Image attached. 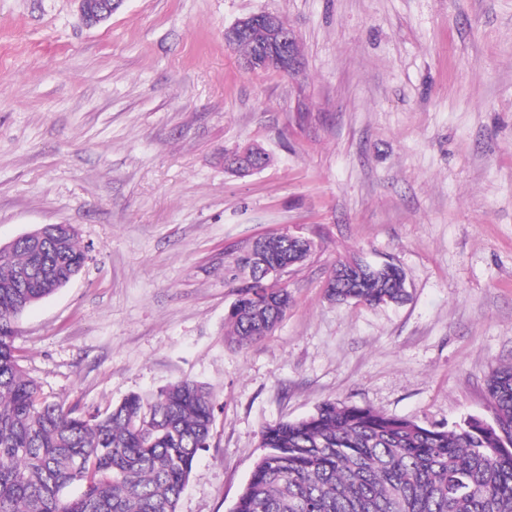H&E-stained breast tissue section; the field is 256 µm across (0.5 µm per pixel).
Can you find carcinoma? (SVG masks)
Wrapping results in <instances>:
<instances>
[{"mask_svg": "<svg viewBox=\"0 0 512 512\" xmlns=\"http://www.w3.org/2000/svg\"><path fill=\"white\" fill-rule=\"evenodd\" d=\"M255 145L224 153L241 169ZM264 262L296 265L309 255L285 235L259 240ZM86 251L70 224H45L0 258V512H176L199 452L210 446L209 389L179 380L157 394H131L91 414L48 401L15 354V323L82 270ZM329 300L369 306L408 299L394 263L336 264ZM265 279L237 287L229 335L240 346L268 336L292 303ZM495 421L469 417L424 427L370 407L327 401L312 414L269 424L264 453L232 512H512V365L492 370Z\"/></svg>", "mask_w": 512, "mask_h": 512, "instance_id": "cac0c4a2", "label": "carcinoma"}]
</instances>
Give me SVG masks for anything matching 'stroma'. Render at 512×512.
Returning <instances> with one entry per match:
<instances>
[{"label":"stroma","mask_w":512,"mask_h":512,"mask_svg":"<svg viewBox=\"0 0 512 512\" xmlns=\"http://www.w3.org/2000/svg\"><path fill=\"white\" fill-rule=\"evenodd\" d=\"M285 19L299 74L224 29ZM272 163L240 178L225 151ZM70 224L88 261L18 320L48 400L92 413L189 378L215 400L177 512H231L262 428L326 401L420 425L493 422L512 364V0H0V243ZM310 240L261 342L225 321L260 238ZM392 262L407 302L327 299L337 261ZM86 1L88 0H78V8L83 20L89 26L108 20L124 3V0H97L98 2L90 4ZM249 152L250 154H262L263 155V168H265L271 161V157L269 153H267L263 148L255 145H248L244 147H238L233 151L224 153V168L232 173H236L241 169V160L240 155L242 153ZM260 169V170H262ZM259 170V171H260Z\"/></svg>","instance_id":"stroma-1"}]
</instances>
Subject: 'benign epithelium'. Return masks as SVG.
Instances as JSON below:
<instances>
[{
	"instance_id": "7a95c632",
	"label": "benign epithelium",
	"mask_w": 512,
	"mask_h": 512,
	"mask_svg": "<svg viewBox=\"0 0 512 512\" xmlns=\"http://www.w3.org/2000/svg\"><path fill=\"white\" fill-rule=\"evenodd\" d=\"M123 3L124 0H94L89 4L86 0H78V8L85 23L95 26L111 18ZM257 31L269 35L270 45L266 53L255 57L254 65L261 68L277 67L284 73H297L298 61L285 50L291 29L286 21L276 14L261 12L241 18L224 29V40L226 44L233 46L243 37Z\"/></svg>"
}]
</instances>
